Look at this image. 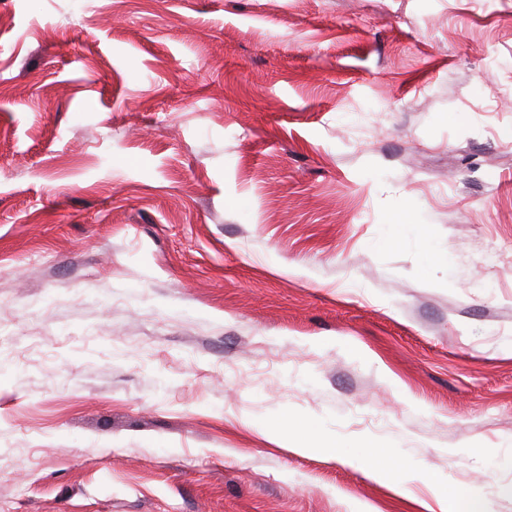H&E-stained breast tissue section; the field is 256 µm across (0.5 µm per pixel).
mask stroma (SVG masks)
Returning <instances> with one entry per match:
<instances>
[{"mask_svg":"<svg viewBox=\"0 0 512 512\" xmlns=\"http://www.w3.org/2000/svg\"><path fill=\"white\" fill-rule=\"evenodd\" d=\"M437 485L512 512V0H0V512Z\"/></svg>","mask_w":512,"mask_h":512,"instance_id":"35a3bbf8","label":"stroma"}]
</instances>
